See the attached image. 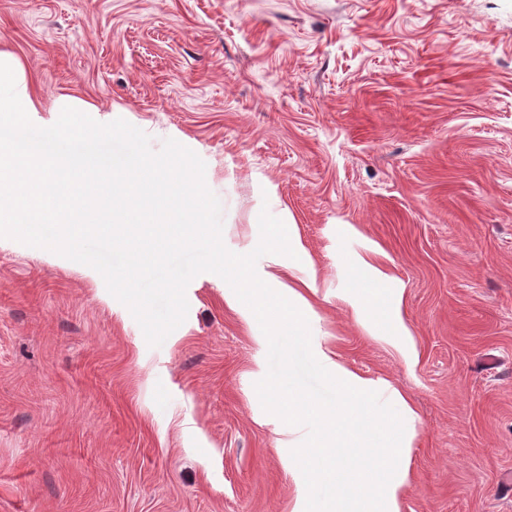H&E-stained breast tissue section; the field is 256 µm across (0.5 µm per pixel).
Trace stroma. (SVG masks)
I'll use <instances>...</instances> for the list:
<instances>
[{"instance_id": "stroma-1", "label": "stroma", "mask_w": 512, "mask_h": 512, "mask_svg": "<svg viewBox=\"0 0 512 512\" xmlns=\"http://www.w3.org/2000/svg\"><path fill=\"white\" fill-rule=\"evenodd\" d=\"M32 122L64 107L206 164L226 247L293 220L312 332L414 406L402 512H512V0H0ZM382 249L407 369L336 295ZM149 346L93 268L0 239V512H289L249 330L213 273Z\"/></svg>"}]
</instances>
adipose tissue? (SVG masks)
Here are the masks:
<instances>
[{
  "instance_id": "obj_1",
  "label": "adipose tissue",
  "mask_w": 512,
  "mask_h": 512,
  "mask_svg": "<svg viewBox=\"0 0 512 512\" xmlns=\"http://www.w3.org/2000/svg\"><path fill=\"white\" fill-rule=\"evenodd\" d=\"M253 243L278 254L258 271L247 254L225 256L224 302L250 327L258 353L252 375L267 385L276 426L311 429L285 457L297 486L291 512H401L415 438L412 407L396 392L381 405L383 382L352 369L312 335L320 285L296 224L256 223ZM349 265L353 286L340 302L371 339L416 368L419 353L392 276L359 255ZM377 295L384 302L380 319L371 307Z\"/></svg>"
}]
</instances>
